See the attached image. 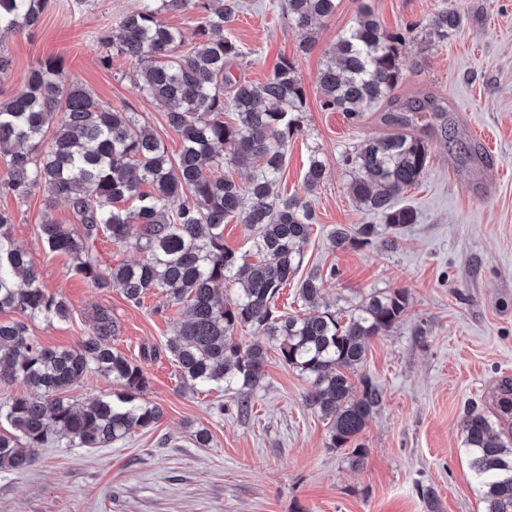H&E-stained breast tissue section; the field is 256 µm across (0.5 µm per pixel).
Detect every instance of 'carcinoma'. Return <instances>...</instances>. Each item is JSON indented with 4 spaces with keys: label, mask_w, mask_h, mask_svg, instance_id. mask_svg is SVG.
Returning <instances> with one entry per match:
<instances>
[{
    "label": "carcinoma",
    "mask_w": 512,
    "mask_h": 512,
    "mask_svg": "<svg viewBox=\"0 0 512 512\" xmlns=\"http://www.w3.org/2000/svg\"><path fill=\"white\" fill-rule=\"evenodd\" d=\"M52 6L53 0H0V29L30 30ZM284 7L302 31L300 51L307 52L336 0H284ZM239 9L240 0H141L115 20L117 39L97 34L112 45L103 66L114 54L139 64L143 96L162 105L179 136L174 155L139 113L104 105L72 81L61 59L32 66L27 90L0 100V148L11 152L0 188L23 200L42 187L69 204L81 228L47 220L41 241L50 252L70 256L75 275L90 287L117 288L134 304L155 292L171 306H186V319L166 344L183 388L233 390L238 411L246 413L274 350L309 380L306 403L331 419L332 447L346 448L382 401L369 383L355 393L349 373L364 362L370 342L399 321L408 295L400 288L376 290L339 307L323 296L317 269L297 288V299L312 309L302 315L278 310L276 299L301 270L315 221L306 197L275 191L306 94L288 58L264 83L239 80L224 93L228 65L242 56L224 29ZM187 11L197 19L195 45L185 51L184 31L163 14ZM460 24L461 15L446 9L429 21L440 39ZM404 41L402 31L387 30L362 6L320 71L322 108L357 121L392 102L403 79ZM389 125L393 130L361 141L341 162L356 206L395 229L416 223L414 209L399 201L424 177L427 146L407 118L392 117ZM226 163L252 169L249 180L241 185L220 174ZM325 177V164L312 157L305 192ZM233 217L255 228L257 259L224 246V223ZM8 223L0 214V311H17L24 320L0 321V384L20 381L29 394L0 401V419L10 426L0 431V473L29 469L35 462L29 448L62 440L72 448H107L152 429L161 409L144 399L148 379L141 366L112 347L115 326L107 311L89 317L88 335L75 347L51 349L30 336L26 320H65L69 307L46 291L29 253L8 235ZM133 224L145 258L101 267L92 241L103 232L124 243ZM377 234L374 224L355 232L340 225L330 231V245L345 250ZM229 284L240 288L226 300ZM240 328L253 336L245 347L235 338ZM96 375L118 390L87 403L69 396ZM460 429L483 512H512V429L477 408L466 412Z\"/></svg>",
    "instance_id": "1"
}]
</instances>
